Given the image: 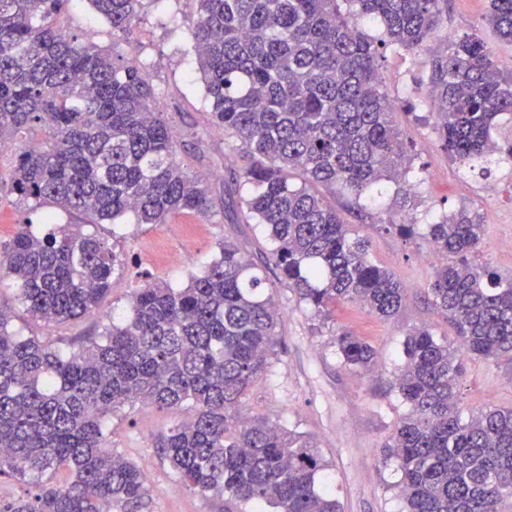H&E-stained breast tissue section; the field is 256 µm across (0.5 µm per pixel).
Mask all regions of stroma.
<instances>
[{"mask_svg":"<svg viewBox=\"0 0 512 512\" xmlns=\"http://www.w3.org/2000/svg\"><path fill=\"white\" fill-rule=\"evenodd\" d=\"M489 0H448V21L442 36L476 35L491 46L501 67L512 70V44L499 40L487 25ZM197 19L195 0H149L131 42L113 37L110 26L92 13L87 0H70L60 21L67 30L83 35L94 46L127 55L129 45L139 49L162 100V111L179 132V156L192 170H210L213 199L209 222L183 215L152 226L126 216L122 223L98 227L123 259L112 276V288L94 316L54 323L31 316L16 297L10 279L0 280V304L11 309V329L23 338L35 337L64 351L78 349L99 335L112 318L123 316L136 288L159 279L184 286L190 273L219 255L223 241L234 242L254 263L270 254L273 242L265 225L245 213L235 221L224 217V185L237 173L238 145L216 135L209 122L208 102L197 70L189 29ZM428 56L406 50L382 53L379 72L383 87L395 105V124L412 148L411 168L420 185L414 205L401 215L394 203L396 187L388 185L380 205L355 213L337 199L352 236L365 239L372 260L408 288V297L391 319L382 320L355 305H341L322 318L300 304L291 291L269 279L265 293L279 308L278 346L269 371L252 386L247 407L270 415L273 421L309 436L327 463L325 479L341 512H403L397 495L400 474L386 460L383 446L393 433L407 404L393 390V373L403 365V342L411 331L425 326L437 339L457 344L454 326L431 305L427 288L442 256L420 235L404 236L396 223L410 216L425 223L431 216L462 208L478 212L484 233L474 260L505 277H512V253L498 243L512 236V177L501 182L495 195H486L478 180H467L457 163L444 152L435 133L433 107L426 97ZM78 215L47 208L16 205L14 197L0 196V242L9 241L18 225H30L41 235L66 224L79 223ZM347 326L377 351V364L365 372L345 366L334 344L338 326ZM461 399L465 408L512 406V368L482 359L464 358ZM191 411L172 414L143 404L125 406L113 414L106 443L136 463L145 475L152 512H229L224 497L201 494L174 474L158 446L159 436L175 420H189Z\"/></svg>","mask_w":512,"mask_h":512,"instance_id":"35a3bbf8","label":"stroma"}]
</instances>
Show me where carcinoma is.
Returning <instances> with one entry per match:
<instances>
[{"mask_svg": "<svg viewBox=\"0 0 512 512\" xmlns=\"http://www.w3.org/2000/svg\"><path fill=\"white\" fill-rule=\"evenodd\" d=\"M70 0H0V147L34 129L39 143L15 153L0 194L116 223L166 224L211 215L207 170L178 159V136L155 106L136 58L85 43L58 24ZM112 35L130 42L144 0H89ZM191 29L210 100L209 121L240 142L245 166L232 203L268 226V264L281 286L318 315L345 303L388 319L408 289L352 237L329 195L363 210L364 197L399 184L411 205L419 180L381 88L380 50L415 52L448 21V0H196ZM376 18L372 39L344 6ZM512 42V0L486 16ZM427 95L442 149L463 173L487 177L512 165V71L502 72L478 36L431 54ZM480 216L443 213L422 234L446 262L428 294L455 326L453 348L422 326L406 336L393 388L409 405L385 443L401 472L406 512H506L512 505V406L464 411L463 356L512 365V278L479 268ZM119 254L79 230L40 237L18 226L0 244V273L15 278L28 311L64 323L95 314ZM266 269L226 240L219 257L183 288L148 282L119 322L79 351L20 339L0 307V476L30 478V500L0 496V512H150L142 470L105 444V417L135 401L191 408L159 439L172 471L201 493L271 512H339L312 440L245 410L278 344V313L264 295ZM344 363L369 371L372 344L336 331Z\"/></svg>", "mask_w": 512, "mask_h": 512, "instance_id": "carcinoma-1", "label": "carcinoma"}]
</instances>
